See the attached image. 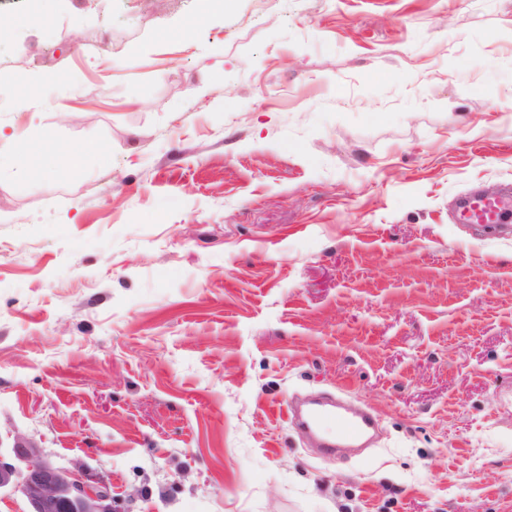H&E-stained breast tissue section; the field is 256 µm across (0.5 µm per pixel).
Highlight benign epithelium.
<instances>
[{
	"label": "benign epithelium",
	"mask_w": 512,
	"mask_h": 512,
	"mask_svg": "<svg viewBox=\"0 0 512 512\" xmlns=\"http://www.w3.org/2000/svg\"><path fill=\"white\" fill-rule=\"evenodd\" d=\"M18 492L28 512H116L112 487L89 472L80 480L42 456L36 446L17 440L9 456L0 453V493Z\"/></svg>",
	"instance_id": "7a95c632"
}]
</instances>
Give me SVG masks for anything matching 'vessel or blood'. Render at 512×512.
I'll return each instance as SVG.
<instances>
[{"label": "vessel or blood", "mask_w": 512, "mask_h": 512, "mask_svg": "<svg viewBox=\"0 0 512 512\" xmlns=\"http://www.w3.org/2000/svg\"><path fill=\"white\" fill-rule=\"evenodd\" d=\"M455 220L460 224L486 226L511 224L512 192H471L460 199ZM298 419L303 430L318 439L329 458L335 457L337 449L361 447L377 425L370 412L351 409L333 398L311 401Z\"/></svg>", "instance_id": "obj_1"}]
</instances>
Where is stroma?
<instances>
[{
  "mask_svg": "<svg viewBox=\"0 0 512 512\" xmlns=\"http://www.w3.org/2000/svg\"><path fill=\"white\" fill-rule=\"evenodd\" d=\"M147 48L148 59L137 51ZM0 443L117 512H512V0L0 8ZM378 444L327 459L291 398ZM455 220L458 224L510 225L512 193L509 190L498 194L473 191L460 199Z\"/></svg>",
  "mask_w": 512,
  "mask_h": 512,
  "instance_id": "stroma-1",
  "label": "stroma"
}]
</instances>
